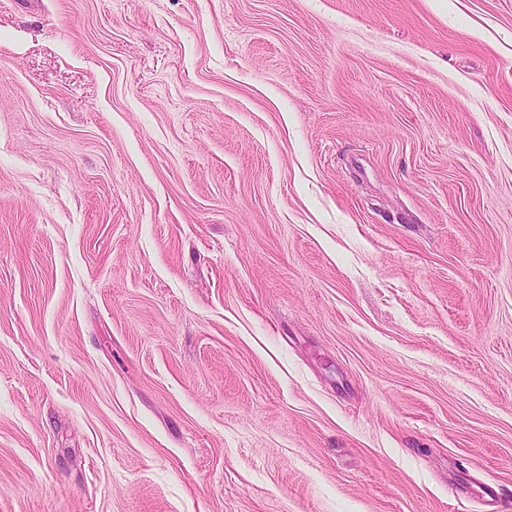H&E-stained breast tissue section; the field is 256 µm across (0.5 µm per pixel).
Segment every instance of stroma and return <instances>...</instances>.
<instances>
[{
	"instance_id": "obj_1",
	"label": "stroma",
	"mask_w": 512,
	"mask_h": 512,
	"mask_svg": "<svg viewBox=\"0 0 512 512\" xmlns=\"http://www.w3.org/2000/svg\"><path fill=\"white\" fill-rule=\"evenodd\" d=\"M0 512H512V0H0Z\"/></svg>"
}]
</instances>
